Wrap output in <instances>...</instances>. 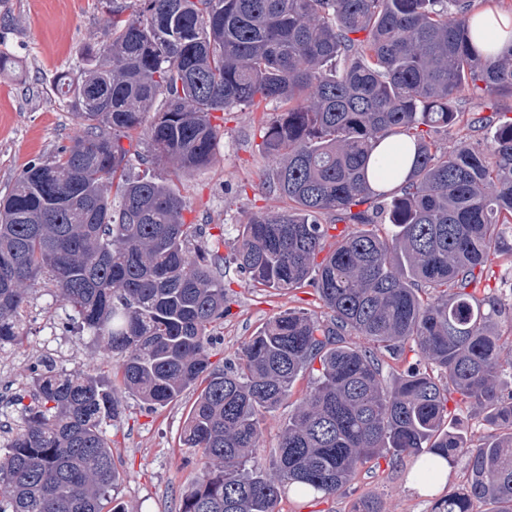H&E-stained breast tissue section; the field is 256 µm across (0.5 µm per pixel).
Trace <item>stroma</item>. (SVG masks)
<instances>
[{
	"instance_id": "35a3bbf8",
	"label": "stroma",
	"mask_w": 512,
	"mask_h": 512,
	"mask_svg": "<svg viewBox=\"0 0 512 512\" xmlns=\"http://www.w3.org/2000/svg\"><path fill=\"white\" fill-rule=\"evenodd\" d=\"M94 0H0V50L16 65L14 75L0 77V197L7 195L17 175L28 165L53 157L69 145L77 129L72 108L53 91L60 73L76 71L85 46L99 42L105 17ZM275 105L264 112L233 108L224 114L222 135L210 166L181 174L175 182L189 209L185 219L208 227L223 225L224 242L212 255L228 290L229 308L215 330V351L229 359L268 319L286 309L319 316L326 309L312 288L289 292L249 288L234 253L240 224L253 213L284 208L285 200L261 186L268 167L260 145L259 125L273 117ZM22 348L0 349V423L16 417L9 400L30 380L39 361L52 360L71 373H92L108 361L92 336L69 321L55 289L31 291L23 319ZM307 379L297 380L292 396L267 417L263 446L257 460L270 467L282 426L306 393ZM196 397L187 391L178 401L153 412L135 398H126L124 413L106 428L120 471L114 491L129 512H178L182 495L196 480L199 458L182 447L178 437ZM412 459L387 466L360 467L346 490L333 498L283 497L280 512H353L363 497L380 498L386 512H432L435 496L414 492Z\"/></svg>"
}]
</instances>
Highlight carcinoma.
<instances>
[{
  "instance_id": "obj_1",
  "label": "carcinoma",
  "mask_w": 512,
  "mask_h": 512,
  "mask_svg": "<svg viewBox=\"0 0 512 512\" xmlns=\"http://www.w3.org/2000/svg\"><path fill=\"white\" fill-rule=\"evenodd\" d=\"M481 0H95L103 40L79 75L53 89L79 132L32 164L0 200V346L15 345L28 292L42 281L68 317L117 359L120 384L51 361L34 367L3 431L0 512L106 508L119 480L105 426L132 396L163 408L205 384L179 435L201 467L178 512H279L282 493H342L360 466L411 457L435 482L464 453L468 478L434 512H512V343L502 309L478 299L488 261L512 263V48L493 59L472 44ZM466 92L488 116L457 110ZM280 104L263 126V184L288 201L240 225L235 261L253 288L311 287L324 317L288 309L222 366L213 328L227 289L184 220L173 180L132 176L133 163L173 173L209 165L213 114ZM495 123L489 143L448 149L436 135ZM147 128L148 151L132 153ZM404 136L415 147L398 187L366 178L370 153ZM356 230L335 234L337 224ZM394 231L383 235L379 226ZM418 362L384 380L383 355ZM320 368H314V364ZM511 372L504 374V367ZM310 385L282 428L268 473L255 464L262 424ZM458 394L500 430L469 443L450 427ZM29 402H24V399Z\"/></svg>"
}]
</instances>
